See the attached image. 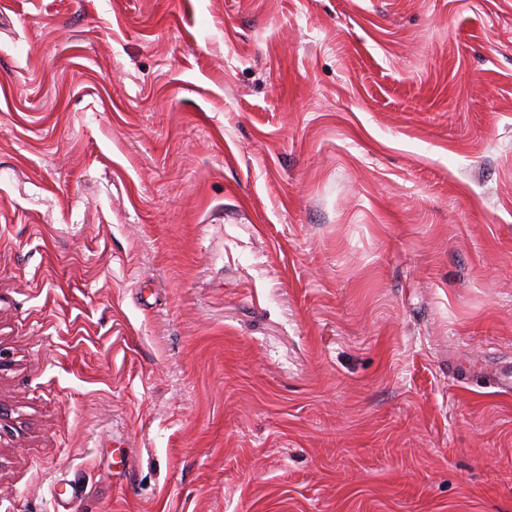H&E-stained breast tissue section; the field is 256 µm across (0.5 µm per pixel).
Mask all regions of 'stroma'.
I'll return each mask as SVG.
<instances>
[{
	"mask_svg": "<svg viewBox=\"0 0 512 512\" xmlns=\"http://www.w3.org/2000/svg\"><path fill=\"white\" fill-rule=\"evenodd\" d=\"M512 0H0V512H512Z\"/></svg>",
	"mask_w": 512,
	"mask_h": 512,
	"instance_id": "1",
	"label": "stroma"
}]
</instances>
